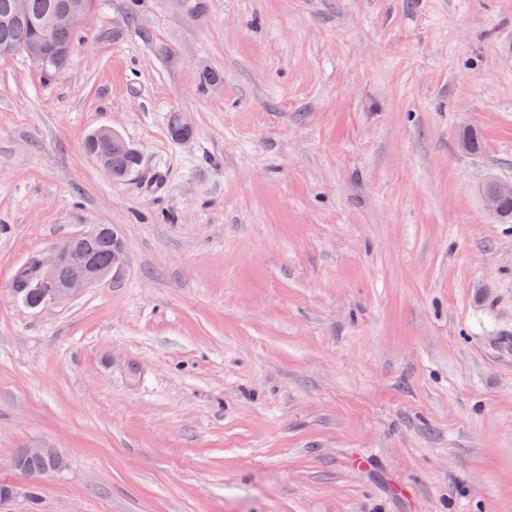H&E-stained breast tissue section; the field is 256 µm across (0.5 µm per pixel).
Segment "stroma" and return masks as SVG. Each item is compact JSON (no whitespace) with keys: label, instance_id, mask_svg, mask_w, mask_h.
<instances>
[{"label":"stroma","instance_id":"35a3bbf8","mask_svg":"<svg viewBox=\"0 0 512 512\" xmlns=\"http://www.w3.org/2000/svg\"><path fill=\"white\" fill-rule=\"evenodd\" d=\"M89 9L52 75L0 58V512H512V224L477 193L512 182V0ZM97 224L120 271L29 308L18 271ZM97 134L92 145L93 137ZM92 145V148H91ZM117 140L109 128H101L89 135L85 142L87 152L91 151L94 159L108 173L112 174L117 169ZM26 457L29 460H37V461H48L49 465L46 466V468L38 471H31L30 474H47L49 472H54L61 468L62 466V460H60L57 456L52 454L50 451H48L45 448H27L26 449ZM24 455V450L20 452L16 459L19 461V466L17 469L21 471L23 474H26L31 469H37L41 466L40 463L37 462H29L27 461Z\"/></svg>","mask_w":512,"mask_h":512}]
</instances>
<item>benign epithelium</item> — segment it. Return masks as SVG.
Segmentation results:
<instances>
[{
	"instance_id": "1",
	"label": "benign epithelium",
	"mask_w": 512,
	"mask_h": 512,
	"mask_svg": "<svg viewBox=\"0 0 512 512\" xmlns=\"http://www.w3.org/2000/svg\"><path fill=\"white\" fill-rule=\"evenodd\" d=\"M27 15L28 0H12L3 24L8 26L26 18ZM88 19L89 0H69L61 6H51L39 20L43 34L42 42H6L0 44V56L21 53L36 68L44 71L50 65L51 56L56 50L53 43L54 31L58 28L81 29L87 25ZM91 154L106 172L111 173L117 169V140L111 129L98 130ZM121 255V247L117 244L112 255V267L104 269L94 265L73 243L53 246L45 258L35 262V277L31 287L42 292L43 306L60 301L103 280L117 269ZM26 457L30 460L49 462L43 470L45 474L54 472L62 466V460L45 448H28Z\"/></svg>"
}]
</instances>
